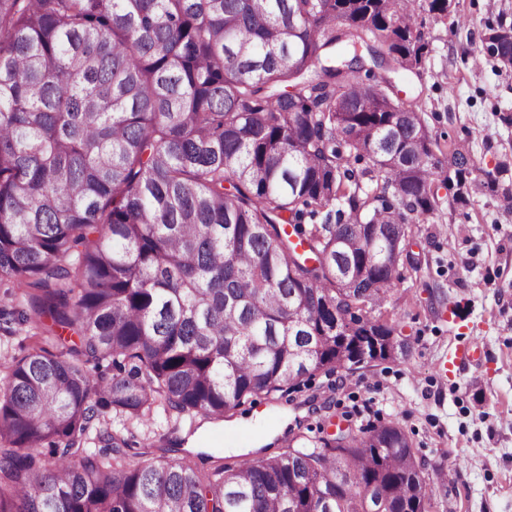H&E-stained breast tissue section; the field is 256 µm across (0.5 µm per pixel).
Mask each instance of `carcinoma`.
Segmentation results:
<instances>
[{
  "label": "carcinoma",
  "mask_w": 512,
  "mask_h": 512,
  "mask_svg": "<svg viewBox=\"0 0 512 512\" xmlns=\"http://www.w3.org/2000/svg\"><path fill=\"white\" fill-rule=\"evenodd\" d=\"M425 8L452 0H0V280L26 304L0 330L32 341L0 364V512H428L395 422L208 474L130 466L103 424L220 421L408 351L372 312L420 270L411 216L497 185L462 145L439 174L397 98ZM481 43L512 64V25Z\"/></svg>",
  "instance_id": "carcinoma-1"
}]
</instances>
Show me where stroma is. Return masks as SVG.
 Masks as SVG:
<instances>
[{
    "label": "stroma",
    "instance_id": "1",
    "mask_svg": "<svg viewBox=\"0 0 512 512\" xmlns=\"http://www.w3.org/2000/svg\"><path fill=\"white\" fill-rule=\"evenodd\" d=\"M512 22V0H454L448 16L422 12L431 53L421 76H409L440 163L451 143L465 145L473 176L499 163L496 191L465 206L439 209L416 223L411 248L421 269L385 303L407 355L352 372H317L306 388L244 402L230 414H262L260 423L224 440L223 423L190 430L175 414L131 425L130 465L187 457L202 473L216 458L234 461L284 416V437L260 454L317 429L397 422L426 464L431 512H512V67L483 53L481 36L497 16ZM446 373H439V365Z\"/></svg>",
    "mask_w": 512,
    "mask_h": 512
}]
</instances>
